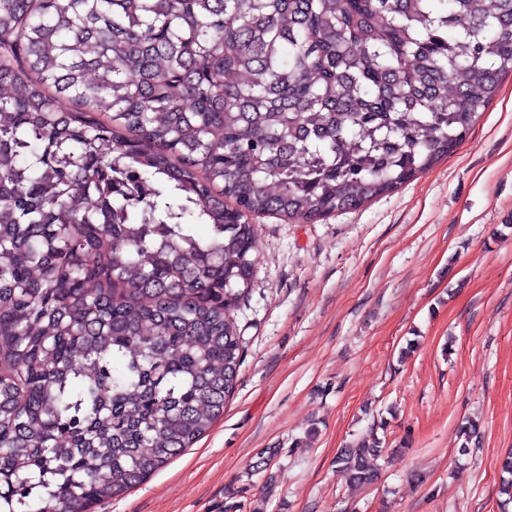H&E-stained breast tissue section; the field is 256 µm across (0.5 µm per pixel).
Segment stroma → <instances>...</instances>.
I'll return each instance as SVG.
<instances>
[{
	"mask_svg": "<svg viewBox=\"0 0 512 512\" xmlns=\"http://www.w3.org/2000/svg\"><path fill=\"white\" fill-rule=\"evenodd\" d=\"M235 392L95 512H500L512 454V75L448 158L315 223L259 217ZM415 348L408 359L399 351ZM481 439L461 454L457 427ZM380 480L336 456L370 429Z\"/></svg>",
	"mask_w": 512,
	"mask_h": 512,
	"instance_id": "35a3bbf8",
	"label": "stroma"
}]
</instances>
